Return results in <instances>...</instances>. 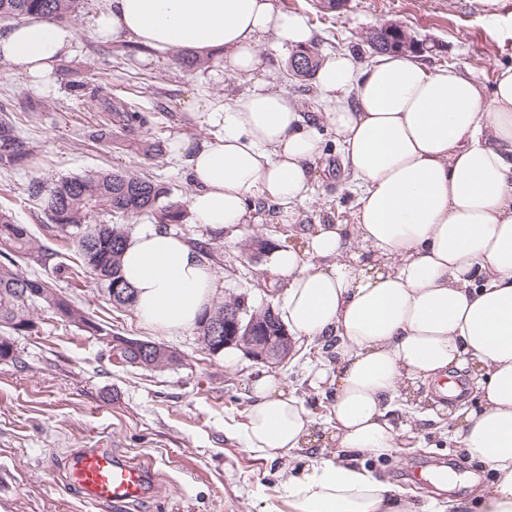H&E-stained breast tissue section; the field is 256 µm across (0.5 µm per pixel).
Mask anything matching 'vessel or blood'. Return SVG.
I'll return each mask as SVG.
<instances>
[{
    "label": "vessel or blood",
    "mask_w": 512,
    "mask_h": 512,
    "mask_svg": "<svg viewBox=\"0 0 512 512\" xmlns=\"http://www.w3.org/2000/svg\"><path fill=\"white\" fill-rule=\"evenodd\" d=\"M66 479L87 501L102 506L133 505L153 491V480L145 465L108 448L76 450L71 456Z\"/></svg>",
    "instance_id": "1"
}]
</instances>
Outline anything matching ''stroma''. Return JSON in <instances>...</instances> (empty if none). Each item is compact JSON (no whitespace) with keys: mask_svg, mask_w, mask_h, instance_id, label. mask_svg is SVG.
Here are the masks:
<instances>
[{"mask_svg":"<svg viewBox=\"0 0 512 512\" xmlns=\"http://www.w3.org/2000/svg\"><path fill=\"white\" fill-rule=\"evenodd\" d=\"M282 11L304 13L314 30L321 55L350 48L363 59L374 52L368 32L395 22L422 45L418 60L428 66L451 64L491 88L499 67L512 65V8H471L457 0L454 9L443 0H349L344 10L324 13L315 0H273ZM105 0H88L71 27L75 51L58 63L53 92L41 93L0 60V100H9L30 153L27 163L0 160V194L18 223L29 225L38 240L54 245L47 217L27 186L32 179L51 181L101 168H135L170 187L172 197L188 204L192 187L186 166L174 157L175 140L199 141L211 129L191 115L193 102L205 99L232 105L246 85L224 68L223 51L209 54L207 67L182 68L170 49H136L134 42H105L93 20ZM293 47L266 37L259 48L264 77L274 89L292 98L301 111L321 106L313 81L293 79L289 61ZM85 82L83 95L71 92V80ZM133 103L149 119L145 132L121 136L105 145L91 133L102 116L105 100ZM318 131L325 156L317 171L314 192L299 206V225L282 224L276 206L259 223L214 233L196 224L175 225V232L217 249L220 264L216 301L229 294L245 295L249 304L274 303L282 287H270L263 267L264 247L299 244V228L346 219L355 196L337 178L338 149L326 125ZM27 273L47 274L64 296L106 326L108 332L153 341L176 349L179 364L144 371L116 358L102 337L91 336L62 322L51 312H38L39 333L15 339L18 358L0 361V512H270L280 502L287 461L270 463L252 454L226 427L243 422L253 379L271 373L280 378L317 415L332 403L329 390L312 386L308 371L324 360L319 342L298 339L290 358L271 369L237 349L209 355L196 329L163 335L141 322L135 309L113 307L93 281L72 280L63 272L45 273L28 262ZM395 426L415 427L419 448H399L366 465L383 478L425 497L435 489L413 478L415 467L443 461L451 474L449 494H466L449 424L422 420L407 410L390 411ZM103 447L153 468L155 483L143 504L123 509L84 501L67 483L71 455L81 448Z\"/></svg>","mask_w":512,"mask_h":512,"instance_id":"1","label":"stroma"}]
</instances>
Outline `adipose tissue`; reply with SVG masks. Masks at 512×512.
Wrapping results in <instances>:
<instances>
[{"label": "adipose tissue", "mask_w": 512, "mask_h": 512, "mask_svg": "<svg viewBox=\"0 0 512 512\" xmlns=\"http://www.w3.org/2000/svg\"><path fill=\"white\" fill-rule=\"evenodd\" d=\"M96 29L157 49L223 50L225 69L247 82L232 106L195 102L211 138L173 145L195 187L191 220L207 230L258 223L261 202L296 223L323 153L317 123L334 133L356 194L348 219L302 232L301 247H269L264 268L285 288L289 333L331 353L312 382L332 389L336 452L304 454L314 415L271 375L251 384L243 424L246 448L287 460V512H512V66L488 93L452 65L342 50L315 75L323 111L303 112L263 77L257 46L270 34L307 45L312 27L272 0H106ZM74 38L59 23H21L0 31V58L41 87ZM122 272L140 319L168 335L195 327L215 296L199 250L158 226L129 238ZM467 367L470 397L447 412L446 379ZM398 401L448 416L463 461L488 481L416 502L365 467L412 447L386 419Z\"/></svg>", "instance_id": "1"}]
</instances>
